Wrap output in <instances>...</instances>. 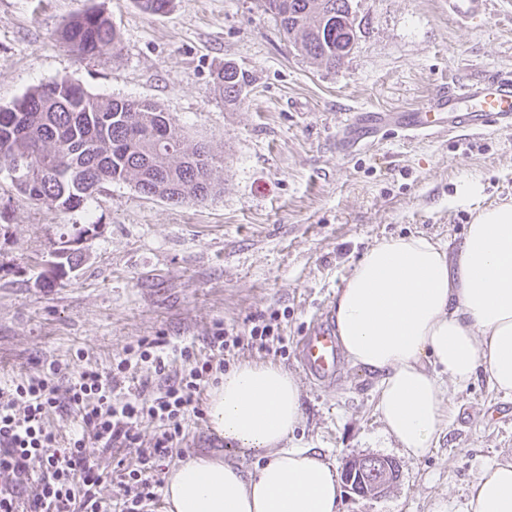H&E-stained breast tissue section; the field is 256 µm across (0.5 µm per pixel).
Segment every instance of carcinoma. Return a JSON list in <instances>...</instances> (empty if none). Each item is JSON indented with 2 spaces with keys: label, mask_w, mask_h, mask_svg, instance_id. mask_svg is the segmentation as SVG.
Here are the masks:
<instances>
[{
  "label": "carcinoma",
  "mask_w": 512,
  "mask_h": 512,
  "mask_svg": "<svg viewBox=\"0 0 512 512\" xmlns=\"http://www.w3.org/2000/svg\"><path fill=\"white\" fill-rule=\"evenodd\" d=\"M268 9L303 55L334 68L347 57L357 36L346 23L350 0H265ZM59 41L81 57L119 36L102 12L87 9L61 27ZM244 73L226 65L216 75L224 102H238ZM50 96L39 86L0 107V162L21 156L27 170L11 181L26 199L68 212L81 208L104 183L131 184L148 198L172 203L203 202L217 193L223 159L203 140H191L158 103L100 97L68 79L53 82ZM45 274L55 281L76 268L77 249L55 252Z\"/></svg>",
  "instance_id": "obj_1"
}]
</instances>
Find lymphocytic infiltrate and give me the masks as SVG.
I'll list each match as a JSON object with an SVG mask.
<instances>
[{"label": "lymphocytic infiltrate", "mask_w": 512, "mask_h": 512, "mask_svg": "<svg viewBox=\"0 0 512 512\" xmlns=\"http://www.w3.org/2000/svg\"><path fill=\"white\" fill-rule=\"evenodd\" d=\"M273 337L272 321L262 318L244 336L217 327L206 339L205 356L163 336L142 338L105 372L86 369L64 381L52 361L34 375L0 385V512H109L96 492L107 480L123 490L120 512H148L159 499V483L150 474L177 451L187 416L202 417L206 386L235 348ZM175 359L181 363L176 370ZM141 363L151 364L156 377L132 383ZM65 417L79 424L67 438L54 425ZM145 420L156 429L147 446L140 441ZM115 448L135 449L137 461L121 459L104 472L98 457ZM36 458L44 462L37 476L30 469ZM33 483L38 491L31 495Z\"/></svg>", "instance_id": "f902f5d3"}]
</instances>
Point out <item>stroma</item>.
<instances>
[{"instance_id":"obj_1","label":"stroma","mask_w":512,"mask_h":512,"mask_svg":"<svg viewBox=\"0 0 512 512\" xmlns=\"http://www.w3.org/2000/svg\"><path fill=\"white\" fill-rule=\"evenodd\" d=\"M350 5L356 45L328 69L301 54L263 0H172L154 15L135 0H0V107L66 78L93 95L158 102L224 157L221 191L202 204L112 183L62 212L27 200L0 174V379H24L43 360L63 364L67 377L104 371L137 339L199 345L216 324L241 334L275 312L285 356L249 346L230 362H271L296 379L291 443L338 470L368 455L399 464L387 494L341 491L339 512H465L482 467L512 461V396L482 372L449 388L448 424L416 459L385 431L374 373L345 362L334 384L319 385L295 348L376 243L424 235L454 250L476 210L512 202V128L388 134L356 154L336 145L349 111L406 110L447 86L512 76V0H485L466 19L448 0ZM92 6L120 48L81 59L56 32ZM227 63L248 78L234 105L214 84ZM67 240L82 262L46 283L41 273ZM199 456L249 470L260 460L192 418L180 459Z\"/></svg>"}]
</instances>
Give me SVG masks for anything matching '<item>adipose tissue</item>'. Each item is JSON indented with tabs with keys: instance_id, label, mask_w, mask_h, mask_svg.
Returning a JSON list of instances; mask_svg holds the SVG:
<instances>
[{
	"instance_id": "ef3b65f1",
	"label": "adipose tissue",
	"mask_w": 512,
	"mask_h": 512,
	"mask_svg": "<svg viewBox=\"0 0 512 512\" xmlns=\"http://www.w3.org/2000/svg\"><path fill=\"white\" fill-rule=\"evenodd\" d=\"M347 360L378 375L386 432L425 456L448 421V387L484 370L512 394V203L477 212L457 255L425 236L381 241L357 263L332 304ZM213 430L262 452L254 472L197 458L173 466L166 512H337L331 463L288 437L301 416L299 386L272 363H241L208 395ZM466 512H512V463L485 466Z\"/></svg>"
}]
</instances>
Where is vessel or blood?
<instances>
[{
    "instance_id": "b4317fda",
    "label": "vessel or blood",
    "mask_w": 512,
    "mask_h": 512,
    "mask_svg": "<svg viewBox=\"0 0 512 512\" xmlns=\"http://www.w3.org/2000/svg\"><path fill=\"white\" fill-rule=\"evenodd\" d=\"M504 127H512V76L498 74L443 88L412 109L352 113L341 129L338 145L347 154L365 151L379 143L386 129L414 138ZM340 356L336 331L325 322L313 324L297 345L299 364L316 381L335 378Z\"/></svg>"
}]
</instances>
